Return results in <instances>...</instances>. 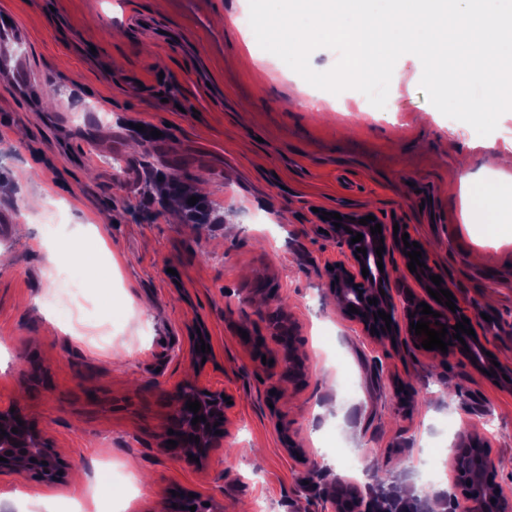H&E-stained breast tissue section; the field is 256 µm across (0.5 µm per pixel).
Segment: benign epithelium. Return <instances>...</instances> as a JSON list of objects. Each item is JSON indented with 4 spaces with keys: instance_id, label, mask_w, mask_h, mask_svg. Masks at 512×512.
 Here are the masks:
<instances>
[{
    "instance_id": "obj_1",
    "label": "benign epithelium",
    "mask_w": 512,
    "mask_h": 512,
    "mask_svg": "<svg viewBox=\"0 0 512 512\" xmlns=\"http://www.w3.org/2000/svg\"><path fill=\"white\" fill-rule=\"evenodd\" d=\"M370 215L368 211L353 210L341 213L340 229L332 230L336 240L345 245L348 251L347 260L338 261L334 269L328 271L330 281L334 282L332 291L338 301V308L341 314L349 321L356 322L362 326L366 335L375 338H384L393 335V331L403 327L410 343L418 347V351H424L420 344L425 335H417L410 329V323L424 319L429 322V328L437 331L445 325L449 328L448 334H453L452 326L461 321L463 312L457 308L450 310L448 307L438 309L441 317L435 319L431 315L421 314L419 303L422 299L418 296H405L401 315H395V306L388 295H381L380 291L388 290L390 282L394 277L393 251L395 249L405 250L403 241L395 242L388 233L387 227H382V233L371 234L370 227L378 224V221H370L366 225L359 224V219ZM356 233L363 235V239L355 244L351 238ZM384 246L382 256H377L375 249ZM366 249V255H361L356 248ZM422 257L419 261L425 263L423 267H416L415 276L421 287L437 289V286L429 279V276L436 274V270L430 262L427 249L422 247ZM383 261V268H378L377 261ZM368 268L369 275H362V268ZM372 298L378 299L377 304L369 303ZM354 306L358 312L352 313L349 306ZM385 312L391 315V324L385 325L382 318H374L378 312ZM376 333H371V329ZM464 341L469 343V355L476 358L475 368L496 372V377L511 376L512 370L501 365L492 364V359L486 355L485 348L481 341L465 333L461 334ZM222 390H205L197 386H180L171 393L178 408L186 406L187 401H199L201 408L199 414L205 416L206 421L196 425L187 426V431L199 437L197 444L198 454L202 460L208 458L214 447L218 446L223 435L224 412L228 407L227 401L222 398ZM6 435L0 439V474L5 473H31L45 484H56L63 479L59 472L67 470V463L51 448L48 440L43 438L38 431L27 425L18 432L12 429H5ZM450 461L463 469L470 470L471 481L475 483L476 491L471 496L472 512H502L501 502L502 490L492 482V473L495 470V463L490 453L485 452L479 455L463 457L458 453H452ZM338 490L330 493L333 502L336 503V512H368L367 504L363 498L358 496L348 502L337 497Z\"/></svg>"
}]
</instances>
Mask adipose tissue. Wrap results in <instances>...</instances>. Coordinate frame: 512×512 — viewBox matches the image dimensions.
<instances>
[{"mask_svg":"<svg viewBox=\"0 0 512 512\" xmlns=\"http://www.w3.org/2000/svg\"><path fill=\"white\" fill-rule=\"evenodd\" d=\"M498 158L494 176L478 179L467 168L459 170V193L466 206H479L486 223L495 224L512 213V139L493 147Z\"/></svg>","mask_w":512,"mask_h":512,"instance_id":"obj_1","label":"adipose tissue"}]
</instances>
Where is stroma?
<instances>
[{
    "label": "stroma",
    "instance_id": "stroma-1",
    "mask_svg": "<svg viewBox=\"0 0 512 512\" xmlns=\"http://www.w3.org/2000/svg\"><path fill=\"white\" fill-rule=\"evenodd\" d=\"M29 29L37 103L0 81V408L47 437L68 469L47 485L0 475V512H332L337 480L404 489L452 512L462 428L487 442L512 498V383L463 351L428 356L345 319L327 269L347 250L317 211L368 210L428 247L500 362L512 366V244L463 223L452 159L476 139L397 61L393 109L358 112L281 60L246 65L248 0H4ZM170 125L166 149L136 127ZM202 194L215 220L172 218L161 176ZM82 285L50 302L52 271ZM210 347L196 354L195 334ZM290 334L302 373L284 371ZM180 385L224 390L223 447L202 463L164 451ZM287 414L288 433L274 424ZM356 456L347 469L337 449ZM435 456L426 481L421 462ZM316 478L321 492L303 483Z\"/></svg>",
    "mask_w": 512,
    "mask_h": 512
}]
</instances>
